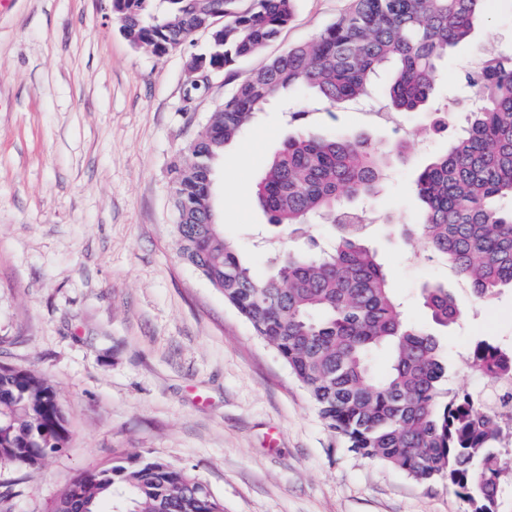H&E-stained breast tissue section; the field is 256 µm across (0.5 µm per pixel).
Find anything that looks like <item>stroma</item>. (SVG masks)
I'll list each match as a JSON object with an SVG mask.
<instances>
[{
    "instance_id": "stroma-1",
    "label": "stroma",
    "mask_w": 512,
    "mask_h": 512,
    "mask_svg": "<svg viewBox=\"0 0 512 512\" xmlns=\"http://www.w3.org/2000/svg\"><path fill=\"white\" fill-rule=\"evenodd\" d=\"M350 6L296 0L276 40L189 102L186 63L206 34L158 57L131 46L106 0H0V362L54 388L70 434L40 467L0 465L12 512H46L72 476L120 455L193 470L224 512H470L443 483L346 448L277 353L177 251L171 162L238 83ZM475 39L512 43V0H489ZM470 58L465 47L449 53L436 90L461 119ZM309 119L378 142L420 122L401 114L377 124L353 105ZM291 132L269 106L214 168L216 222L259 277L277 251L333 240L328 224L292 241L274 236L255 202ZM449 143L444 131L410 139L364 236L411 320L430 321L424 286L453 293L463 315L440 344L449 387L470 389L477 341L512 349V291L476 298L449 265L395 235L418 216L415 172Z\"/></svg>"
}]
</instances>
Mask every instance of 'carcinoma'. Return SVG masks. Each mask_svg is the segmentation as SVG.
I'll use <instances>...</instances> for the list:
<instances>
[{
  "instance_id": "obj_1",
  "label": "carcinoma",
  "mask_w": 512,
  "mask_h": 512,
  "mask_svg": "<svg viewBox=\"0 0 512 512\" xmlns=\"http://www.w3.org/2000/svg\"><path fill=\"white\" fill-rule=\"evenodd\" d=\"M123 0L130 43L153 52L179 47L203 30L209 68L231 71L259 52L293 18L296 0ZM487 0H353L352 8L308 42L251 73L202 123L170 168L179 256L199 270L256 335L288 365L327 428L353 453L412 479L444 482L471 505L494 512L504 467L497 407L478 390L442 388L448 363L438 338L408 320L390 275L364 244L372 201L392 168L407 160L403 141L376 143L365 133L321 131L307 113L275 153L257 186L269 223L296 234L315 220L331 223L333 245L308 254L282 253L273 272L256 277L234 244L203 224L213 201L199 194L215 164L258 113L290 91L310 93L331 112L348 102L377 100L386 112L428 111L448 51L471 46L466 84L480 105L468 113L448 151L416 174L423 245L490 299L512 289V47L473 44ZM432 322L446 327L461 311L448 288L423 291ZM384 352L386 373L371 358ZM472 363L490 387L512 379V352L481 340ZM69 437L54 389L31 371L0 363V464L27 468L60 452ZM41 449L39 458L25 456ZM105 500L120 512H224L206 484L159 458L130 457L80 472L50 512H99Z\"/></svg>"
}]
</instances>
